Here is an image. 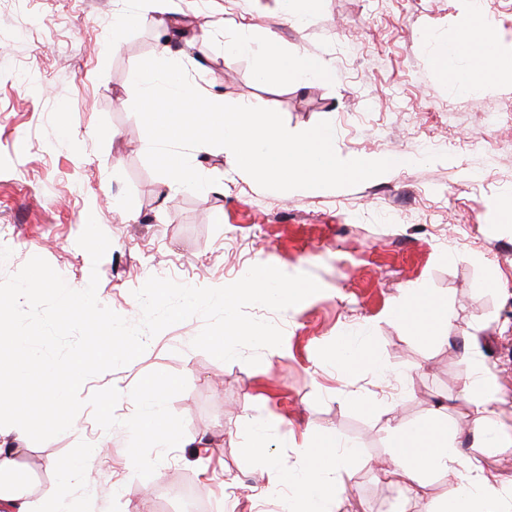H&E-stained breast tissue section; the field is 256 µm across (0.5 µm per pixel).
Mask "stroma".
Masks as SVG:
<instances>
[{"label": "stroma", "mask_w": 512, "mask_h": 512, "mask_svg": "<svg viewBox=\"0 0 512 512\" xmlns=\"http://www.w3.org/2000/svg\"><path fill=\"white\" fill-rule=\"evenodd\" d=\"M189 44L178 70L222 93L228 108L257 103L288 129L332 125L338 156L401 154L407 166L332 186L273 184L233 171L223 155L169 143L210 181L207 197L168 189L148 149L151 129L134 82L162 38L151 16L120 34L114 16L136 0H0V279L34 256L67 285L98 272L99 302L129 321L149 277L197 287L237 281L255 265L310 274L320 292L286 310L249 307L283 331L259 365L191 348L200 317L148 338L144 353L88 379L72 397L74 424L49 432L25 419L35 495L64 492L76 512H182L169 487L191 478L201 512H286L288 485L271 471L309 466L301 446L332 429L357 454L335 480L334 512H442L457 489L425 475L416 494L383 469L397 458L392 425L447 413L473 442L469 382L483 366L497 384V421L512 433V77L487 82L471 52L441 67L464 0H177ZM312 17L297 22L293 13ZM210 42H201V29ZM277 38L328 61L333 83L262 82V54L227 48L238 32ZM111 240L99 265L78 246L88 217ZM498 288L481 290L491 273ZM406 288L446 299L441 340L427 343L394 313ZM372 348L384 365L346 369L337 341ZM171 382L163 413L179 445L159 448L133 427L136 393ZM267 446L249 445L247 427ZM87 462L60 485L56 464Z\"/></svg>", "instance_id": "35a3bbf8"}]
</instances>
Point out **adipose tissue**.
Instances as JSON below:
<instances>
[{
    "label": "adipose tissue",
    "instance_id": "adipose-tissue-1",
    "mask_svg": "<svg viewBox=\"0 0 512 512\" xmlns=\"http://www.w3.org/2000/svg\"><path fill=\"white\" fill-rule=\"evenodd\" d=\"M457 29L458 35L449 44L446 57H455L479 42L490 49L481 71L483 78L512 74V58L500 55L495 48L494 24L472 2L462 11ZM265 52L270 64L258 72L259 80L291 76L320 82L332 77L326 61L306 54L293 55L290 62L281 63L276 39H269ZM174 59L170 41H163L135 74V81L143 91L144 113L153 130L154 144H161L164 135L173 134L206 148L216 146L239 172L291 186H330L347 178H380L407 163L403 157L382 155L339 157L334 147L336 133L329 126L291 132L271 113L257 106L244 105L227 111L222 95L176 77L172 69ZM159 161L167 173L169 188H188L207 196L210 185L191 159H178L165 152ZM401 316L417 335L435 338L448 320V305L427 297L421 289L408 288L404 291ZM6 343L13 355L16 377L22 380L36 373L44 381L46 391L39 400L38 416L45 426L51 429L70 426L67 405L71 394L84 383L82 364L60 371L49 362L33 357L29 351V334L25 331L8 336ZM454 436L440 415L410 428L394 427L391 438L398 464L388 473L392 483L416 489L421 485L423 470L427 469L457 484V493L449 500L447 512H501L497 487L487 474L482 458L475 455L460 461ZM306 446L310 465L305 471L289 477L274 471L269 479L292 486L293 512H327L337 495L332 474L353 457L354 451L339 448L337 436L329 431L310 436ZM0 512L72 510L63 498H36L31 491L5 485L0 487Z\"/></svg>",
    "mask_w": 512,
    "mask_h": 512
}]
</instances>
